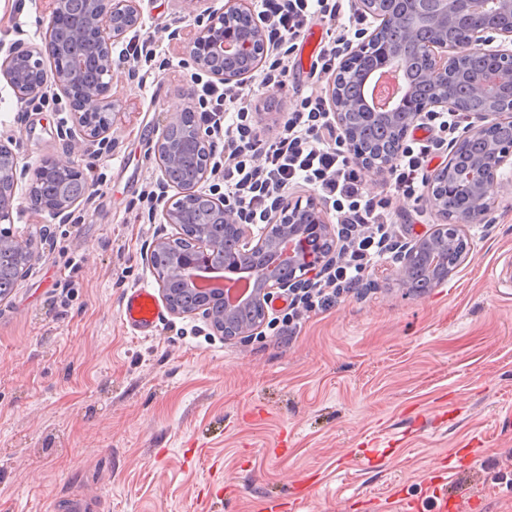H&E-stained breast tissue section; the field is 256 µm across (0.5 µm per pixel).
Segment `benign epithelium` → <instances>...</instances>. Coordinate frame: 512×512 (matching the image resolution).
<instances>
[{
	"instance_id": "7a95c632",
	"label": "benign epithelium",
	"mask_w": 512,
	"mask_h": 512,
	"mask_svg": "<svg viewBox=\"0 0 512 512\" xmlns=\"http://www.w3.org/2000/svg\"><path fill=\"white\" fill-rule=\"evenodd\" d=\"M135 0H54L52 12L42 20L43 33L39 43L29 47H9L0 56V75L12 89L17 101L28 108L37 107L45 100L47 89H55V95L64 98L73 115L74 129L69 139L76 145L90 143L100 154L112 149L110 131L112 124L105 121L96 126L92 116H105L114 109L115 103L107 99L110 82L103 80L87 82L83 79L86 71L85 59L75 56L67 63L59 62L72 46L96 40L101 52L91 62L92 68L104 76L112 75V44L122 41L130 32L142 27L139 8ZM359 13L379 21L375 29L354 49H349L345 59L368 49L381 28L390 19L387 11L389 0H354ZM401 5L397 20L407 37L419 32L427 24L438 28L442 23L453 20L467 34L466 45L460 48L439 39L427 45L429 61L428 74L438 83V93L432 100L419 105L411 94H404L398 101L382 106L367 99L361 100L362 113L355 128L348 127L347 106L336 98V77L328 79V100L342 131L341 142L356 153L368 171L380 170L387 162L375 163L368 152H358L356 147L368 134L367 124L375 120L390 118L404 112L407 126L392 144V153L397 155L405 147L409 132L417 125L426 112L437 109L461 112L463 102L456 95L454 86L448 82V70L458 64L461 56L476 54L493 61V66L476 82V91L482 94L501 93L512 98V26L502 28L482 25L477 20L484 14L483 0H396ZM250 6L248 0H227L219 9H212L198 15L197 35L188 47L187 64L216 81L243 80L254 73L268 57L270 49L265 29L257 17H252L253 31L244 36L231 17ZM500 43L492 45L495 36ZM54 62L51 70L44 68V61ZM195 112L193 103H187L180 111L169 114L163 131L182 129L191 139L205 145L208 160H213L215 145L209 128L195 121L184 124L185 114ZM479 124L470 126L466 137L478 138L491 125L512 122V113L478 112ZM155 154L161 171L159 188L162 210L166 223L174 226L176 233L156 240L151 254L170 255L168 274L159 279L161 298L169 312L177 317L200 316L207 321L212 331L229 341H246L261 333L267 323L268 308L274 295L285 294L303 286L306 275L321 263L330 260L338 249L335 230L319 204L311 199L305 206L284 205L282 213L273 217L254 235L248 224L239 223L235 215L224 209V195L213 188L208 192L199 185L208 177L215 176L211 164H206L201 179L174 199H166L167 191L173 186L167 169L177 164L179 155L175 149L165 145L159 137ZM512 166V151L491 153V164L478 161L450 159L447 165L433 174L427 185L430 206L442 218L443 223L435 224L426 233L407 242L397 255L393 269V280L402 287L413 289L410 278L412 271L424 264L438 268L432 279L436 288L448 280L471 254V242L467 225L475 223L489 209L490 200L497 192L499 169ZM80 164L74 160L46 157L29 171L19 163L18 155L0 142V223L12 221L14 201L19 186L27 174H32L25 199L37 213L46 214L59 223H66L76 206L86 199L92 186L77 197H50L41 193L38 185L47 177L66 171H78ZM466 185L472 203L468 210L448 215L446 199L448 190L454 185ZM202 204L219 214L225 226L234 229L238 235L239 248L256 257L254 265L224 264L228 277L252 282V291L243 296L237 304L224 301V291L218 288H198V303L195 309L184 311L178 304L180 295L193 289L194 280L211 271L210 265L216 251L222 245V232L210 227L200 230L189 229L183 224V209L189 205ZM13 249L24 251V241L13 228L0 235V251Z\"/></svg>"
}]
</instances>
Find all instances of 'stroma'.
<instances>
[{"label": "stroma", "instance_id": "obj_1", "mask_svg": "<svg viewBox=\"0 0 512 512\" xmlns=\"http://www.w3.org/2000/svg\"><path fill=\"white\" fill-rule=\"evenodd\" d=\"M137 5L158 64L129 79L125 45H113L109 154L70 153L65 103L24 111L0 76V139L31 167L74 156L93 185L74 224L23 199L13 215L39 254L0 298V512H443L445 493L457 512H512V169L468 228L469 260L439 287H398L389 254L292 334L273 321L225 341L168 313L153 335H133L123 296L158 288L147 257L175 232L141 212L161 177L156 131L196 88L185 0ZM50 7L5 0L0 45L39 42ZM277 57L285 88L245 87L265 134L327 88L310 78L317 57L296 46ZM391 208L402 243L440 221L424 197ZM60 234L82 260L67 293ZM461 448L472 454L449 472Z\"/></svg>", "mask_w": 512, "mask_h": 512}]
</instances>
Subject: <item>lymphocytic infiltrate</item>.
Masks as SVG:
<instances>
[{
  "label": "lymphocytic infiltrate",
  "mask_w": 512,
  "mask_h": 512,
  "mask_svg": "<svg viewBox=\"0 0 512 512\" xmlns=\"http://www.w3.org/2000/svg\"><path fill=\"white\" fill-rule=\"evenodd\" d=\"M260 6L268 40L277 48L296 43L313 19L336 24L343 17L340 0H260ZM201 96L210 104L206 123L213 135L223 138L224 160L217 177L224 186L225 206L252 222L274 211L288 188L306 184L336 213L338 259L291 300L282 317L289 330H296L305 315L327 312L343 294L359 288L391 251L396 231L391 203L421 197L437 144L411 139L392 161L384 188L375 191L360 163L341 149L326 98H302L282 129L265 136L248 122L241 82L204 83Z\"/></svg>",
  "instance_id": "obj_1"
}]
</instances>
